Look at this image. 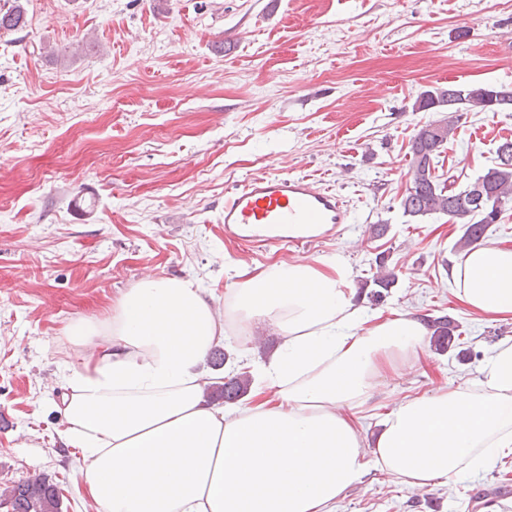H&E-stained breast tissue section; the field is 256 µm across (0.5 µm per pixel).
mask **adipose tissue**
Masks as SVG:
<instances>
[{
	"label": "adipose tissue",
	"mask_w": 512,
	"mask_h": 512,
	"mask_svg": "<svg viewBox=\"0 0 512 512\" xmlns=\"http://www.w3.org/2000/svg\"><path fill=\"white\" fill-rule=\"evenodd\" d=\"M448 277L470 312L512 314L511 245L474 246ZM226 305L241 333L279 335L258 370L277 405L206 401L197 369L226 330L193 280L142 277L109 318L70 325L87 354L69 379L65 438L84 451L78 475L100 512H330L367 470L431 487L512 450L511 339L477 386L401 402L371 440L347 413L385 364L425 347L422 319L365 326L338 259L255 267Z\"/></svg>",
	"instance_id": "obj_1"
}]
</instances>
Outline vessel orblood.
<instances>
[{"mask_svg": "<svg viewBox=\"0 0 512 512\" xmlns=\"http://www.w3.org/2000/svg\"><path fill=\"white\" fill-rule=\"evenodd\" d=\"M348 221L349 210L336 193L304 176L261 172L224 197V231L241 241L249 224H325L335 229Z\"/></svg>", "mask_w": 512, "mask_h": 512, "instance_id": "obj_1", "label": "vessel or blood"}]
</instances>
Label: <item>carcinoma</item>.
<instances>
[{
	"label": "carcinoma",
	"mask_w": 512,
	"mask_h": 512,
	"mask_svg": "<svg viewBox=\"0 0 512 512\" xmlns=\"http://www.w3.org/2000/svg\"><path fill=\"white\" fill-rule=\"evenodd\" d=\"M27 26L26 11L21 0L0 9V30L21 31ZM512 91L490 85L468 87L441 86L422 93L417 99V109L429 112H468L475 108L496 112L509 102L498 95ZM455 121L443 119L421 127L409 142L411 171L409 186L401 197L403 214L411 218L442 214L462 225L463 233L456 242L461 251L468 250L478 243L490 225L492 211L512 202V156L503 159L497 156L494 166L478 176L466 187L456 189L453 183H441L433 175V162L441 149L454 136ZM482 186L485 205L482 209L471 205L469 194L475 186ZM376 272L371 279L361 285L367 298L378 301L383 292L392 287L397 273L387 268L385 257L375 258ZM431 330V342L435 349L445 350L455 338L461 336L458 324L442 315L426 318ZM251 379L245 372L235 373L224 378V383L212 386V395L226 402L235 401L246 395ZM6 505L10 512H61V501L56 485L43 474H33L26 480L5 488L0 492V505Z\"/></svg>",
	"instance_id": "cac0c4a2"
}]
</instances>
